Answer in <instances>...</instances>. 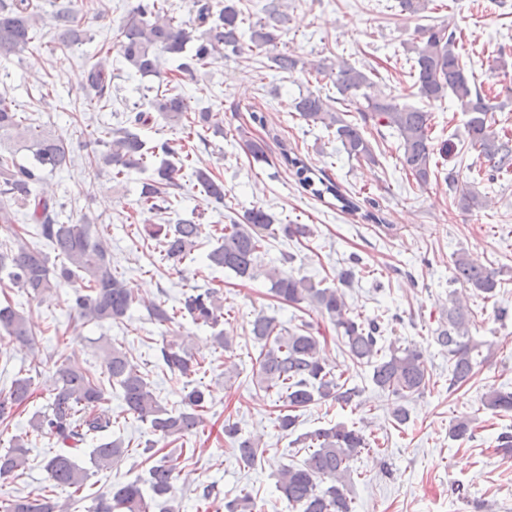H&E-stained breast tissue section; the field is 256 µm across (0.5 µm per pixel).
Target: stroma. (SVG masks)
<instances>
[{"instance_id":"obj_1","label":"stroma","mask_w":512,"mask_h":512,"mask_svg":"<svg viewBox=\"0 0 512 512\" xmlns=\"http://www.w3.org/2000/svg\"><path fill=\"white\" fill-rule=\"evenodd\" d=\"M84 2L89 40L59 48L51 18L43 16L38 24L44 34L41 45L0 67V95L13 100L17 111L48 123L69 145L70 166L48 179L51 196L63 205L59 220L103 229L113 266L140 300L121 322L86 324L73 308L70 285L32 299L8 278L0 279V303L24 309L39 330L32 346L0 333V353L10 357L8 365L0 364V390L20 374L32 377L34 390L14 419L0 425L2 449L14 436L29 437V466L0 480V502L43 493L60 503L71 502V512H91L96 497L111 487L146 482L149 465L143 450L152 442L160 455L178 459L182 468L172 492L156 501L153 512H164L169 504L180 512H199V496L208 485L214 489L210 512H224L225 500L244 491L255 501L254 512H294L276 489L279 469L304 458L300 435L342 423L363 428L379 444L378 450L361 452L352 463L348 489L354 512H512V458L494 448L499 433L512 432V412L494 414L481 404L488 388L512 391V173L492 182L472 177L469 168L476 155L466 147L465 113L451 96L423 104L412 68V49L421 28L446 20L455 23L469 76L493 97L494 130L512 136V0H430L416 16L404 14L399 0H279L288 21L277 48L300 60L294 72L275 70L266 55L244 46L225 51L180 82L179 90L194 111L214 112L224 120L223 133L203 130L191 142L194 168L212 169L224 182L225 198L220 204L211 202L201 192L193 168L184 169L173 209L184 217L198 215L203 230L192 259L178 266L160 261L156 242L139 235L143 225L168 223L171 215L139 207L145 174L132 171L115 180L108 171L92 173L86 168L89 141L106 128L123 127L129 113L149 110L162 81L141 76L112 53L118 24L136 0ZM104 55L110 58L112 104L101 110L88 104L85 80L89 64ZM500 56L508 63L503 73L492 68ZM340 57L374 68L376 88L398 103L426 106L432 138L448 144L447 155L434 156L438 175L428 184L406 175L394 130L365 127L378 159L366 165L348 159L333 131L299 119L293 103L310 91L331 99L332 110L346 111L333 83L311 69L312 64L328 66ZM254 112L264 115V124L251 120ZM252 139L265 141L267 161H254L244 151V141ZM284 143L312 168L325 170L362 209H379L384 224H369L340 211L333 197L321 200L305 192L280 156ZM450 173L459 184L488 197L489 207L461 210L448 189ZM255 206L263 207L274 223L306 225L307 235L270 237L251 279L209 266L206 255L218 243V227L242 223L245 211ZM460 252L495 271L499 286L489 299L472 290L466 293L473 339L493 343L494 348L475 378L452 390L448 356L432 336L443 321L454 288L453 260ZM350 264L356 277L345 294L352 312L383 318L387 339L426 351L430 381L422 393L407 400L410 419L402 426L391 417L390 399L373 385L370 367L350 358L330 319L281 302L264 277L265 269L278 267L320 287H332L338 270ZM195 288L217 289L225 307L231 308L223 325L233 338L231 352L211 346L210 328L190 319H176L165 329L151 321L145 300L175 309L183 293ZM259 313L287 329L308 323L337 373L359 388L356 402L344 407L328 401L299 411L295 432L279 431L272 398L258 391L252 379L257 349L249 329ZM166 334L180 337L206 363L202 382L210 386L213 401L197 433L174 443L156 441L148 423L123 414L121 391L111 389L110 406L118 418L112 434L123 440L127 455L112 469L97 472L91 468L92 446L83 444L76 461L89 471L84 486L77 492L51 487L43 460L55 451V441L31 434L29 422L49 402L55 359L70 358L100 376L105 371L104 347L121 345L162 405L175 409L187 380L164 369L157 357ZM228 417L238 422L243 435L260 439L263 453L252 467L238 464L224 440ZM458 420L472 423L473 440L449 437L451 424Z\"/></svg>"}]
</instances>
